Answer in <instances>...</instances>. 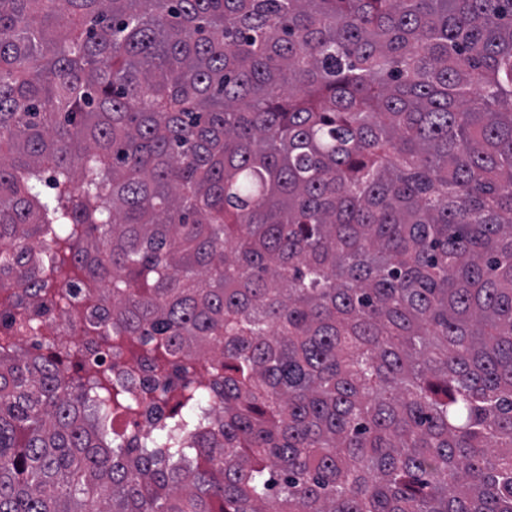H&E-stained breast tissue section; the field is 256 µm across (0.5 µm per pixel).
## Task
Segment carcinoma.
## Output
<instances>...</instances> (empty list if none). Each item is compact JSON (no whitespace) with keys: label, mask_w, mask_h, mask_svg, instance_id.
<instances>
[{"label":"carcinoma","mask_w":512,"mask_h":512,"mask_svg":"<svg viewBox=\"0 0 512 512\" xmlns=\"http://www.w3.org/2000/svg\"><path fill=\"white\" fill-rule=\"evenodd\" d=\"M107 286L124 387L0 345V512H512V0H0V290Z\"/></svg>","instance_id":"carcinoma-1"}]
</instances>
